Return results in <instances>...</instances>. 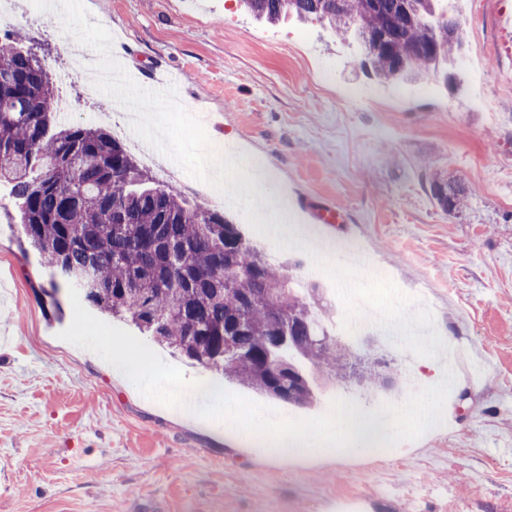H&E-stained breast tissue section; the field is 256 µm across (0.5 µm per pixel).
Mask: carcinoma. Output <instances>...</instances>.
Segmentation results:
<instances>
[{
	"label": "carcinoma",
	"mask_w": 512,
	"mask_h": 512,
	"mask_svg": "<svg viewBox=\"0 0 512 512\" xmlns=\"http://www.w3.org/2000/svg\"><path fill=\"white\" fill-rule=\"evenodd\" d=\"M239 2L270 23L294 14L349 36L364 47L363 74L385 82L445 71L463 44L447 0ZM22 41H0V184L50 271L43 294L56 305L61 287L83 288L90 306L191 363L290 405L313 403L274 345L286 326L300 366L340 374L333 348L315 340L328 335L318 288L296 287L224 213L156 181L108 132L56 126L52 79ZM429 185L444 211L464 202L459 181L433 172Z\"/></svg>",
	"instance_id": "carcinoma-1"
}]
</instances>
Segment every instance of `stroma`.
<instances>
[{
  "mask_svg": "<svg viewBox=\"0 0 512 512\" xmlns=\"http://www.w3.org/2000/svg\"><path fill=\"white\" fill-rule=\"evenodd\" d=\"M113 35L112 54L141 86L177 74L179 100L202 113L212 146L259 156L270 182L253 194L267 220L284 205L299 228L328 244L355 240L370 267L403 292L428 291L441 337L455 338L484 378L448 383L427 361L366 332L343 335L347 378L318 388L309 407L265 400L234 382L223 389L293 418L332 399L374 412L377 398L420 378L414 409L397 423L404 453L371 451L297 466L230 442L220 424L195 425L138 398L113 366L59 339L73 317L68 291L50 302L49 273L26 242L8 187H0V512H331L348 498L366 512H512V0H464V56L451 81L404 83L407 108L349 100L364 77L357 45L314 21L254 19L238 0H85ZM16 25L44 62L62 123L115 132L111 98L73 77L77 57L58 14L15 0ZM336 70L324 82L321 65ZM461 180L463 206L443 211L427 170ZM341 215L319 224L325 206Z\"/></svg>",
  "mask_w": 512,
  "mask_h": 512,
  "instance_id": "1",
  "label": "stroma"
}]
</instances>
